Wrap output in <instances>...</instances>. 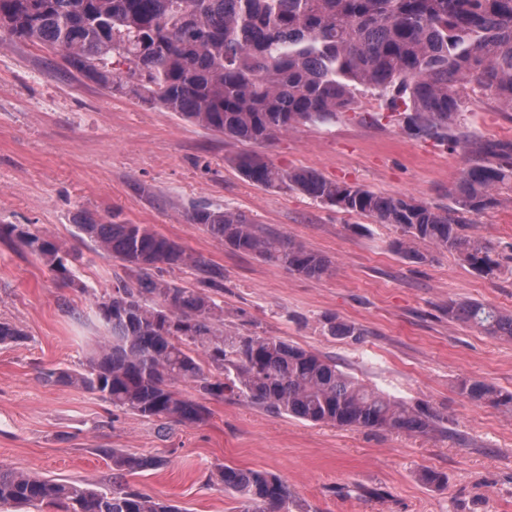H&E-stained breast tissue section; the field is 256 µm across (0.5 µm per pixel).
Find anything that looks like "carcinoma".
I'll return each instance as SVG.
<instances>
[{"mask_svg": "<svg viewBox=\"0 0 512 512\" xmlns=\"http://www.w3.org/2000/svg\"><path fill=\"white\" fill-rule=\"evenodd\" d=\"M0 30L39 42L64 68L120 94L177 113L204 130L264 144L305 123H328L351 110L359 88L385 97L411 135L448 137L464 117L460 88L475 84L512 109V0H0ZM448 189L454 206L431 207L405 195H384L328 180L310 169L282 170L258 153L235 159L241 176L266 189H287L315 201L373 217L399 232L394 250L413 262L428 242L486 274L500 268L492 249L462 233L460 215L496 206L512 191V141L485 140ZM188 221L224 246L291 273L320 279L333 270L324 255L246 215L196 206ZM96 247L122 262L128 280L95 303L105 332L86 368L50 369L47 383L79 386L113 408L164 424H200L207 399L241 400L278 415L340 428L428 435L441 417L362 385L336 359L284 339L242 332L224 323L214 295L224 273L144 224L92 218L78 225ZM55 270L68 272L57 247L26 234ZM197 272L198 286L164 277L168 268ZM448 320L512 340V313L475 301H448ZM329 336H359L353 324L323 319ZM27 339L0 321V345ZM180 382L199 399L181 397ZM467 400L512 408V392L479 379L458 385ZM112 484L83 483L0 468V508L53 512H182L130 486L126 475L167 464L115 448ZM242 502L241 512H290L288 484L259 469L219 465L209 475Z\"/></svg>", "mask_w": 512, "mask_h": 512, "instance_id": "obj_1", "label": "carcinoma"}]
</instances>
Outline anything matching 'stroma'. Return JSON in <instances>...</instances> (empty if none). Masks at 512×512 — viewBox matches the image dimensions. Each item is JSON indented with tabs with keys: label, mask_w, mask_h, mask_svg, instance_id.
<instances>
[{
	"label": "stroma",
	"mask_w": 512,
	"mask_h": 512,
	"mask_svg": "<svg viewBox=\"0 0 512 512\" xmlns=\"http://www.w3.org/2000/svg\"><path fill=\"white\" fill-rule=\"evenodd\" d=\"M461 95L458 136L512 140V111L471 85ZM367 112L380 121H361ZM246 149L109 94L40 44L0 34V320L27 336L0 346V467L104 488L112 464L99 451L118 448L164 456L165 467L127 480L182 512H240L237 495L207 480L219 464L279 475L293 512H512V412L473 404L457 389L474 378L512 392V341L448 320L452 299L512 312V192L463 217L464 233L492 246L503 265L486 275L426 243L418 246L425 262H411L394 251L392 226L253 185L235 166ZM257 151L283 170L312 169L443 209L470 161L461 148L410 135L372 91L335 121L298 126ZM198 205L242 212L327 256L335 270L307 278L232 251L188 222ZM88 216L144 224L203 253L224 271L217 300L227 323L336 358L364 384L439 412L444 433L314 425L225 399L208 400L206 422L163 425L44 382L43 370L85 366L99 336L89 320L94 303L126 276L80 233ZM29 233L72 255V287L27 245ZM326 315L361 336L326 335ZM427 471L444 484H425Z\"/></svg>",
	"instance_id": "1"
}]
</instances>
